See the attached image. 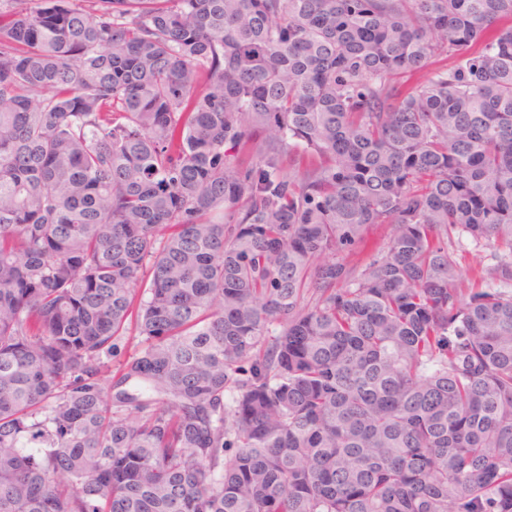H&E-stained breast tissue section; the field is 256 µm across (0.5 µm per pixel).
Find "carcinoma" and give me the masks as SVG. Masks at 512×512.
<instances>
[{
    "label": "carcinoma",
    "mask_w": 512,
    "mask_h": 512,
    "mask_svg": "<svg viewBox=\"0 0 512 512\" xmlns=\"http://www.w3.org/2000/svg\"><path fill=\"white\" fill-rule=\"evenodd\" d=\"M20 2L0 512H512V0Z\"/></svg>",
    "instance_id": "cac0c4a2"
}]
</instances>
